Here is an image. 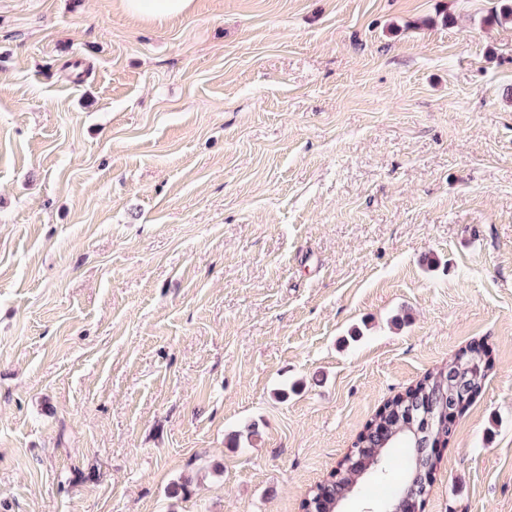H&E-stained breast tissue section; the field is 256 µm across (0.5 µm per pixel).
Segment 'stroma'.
Segmentation results:
<instances>
[{
	"label": "stroma",
	"mask_w": 512,
	"mask_h": 512,
	"mask_svg": "<svg viewBox=\"0 0 512 512\" xmlns=\"http://www.w3.org/2000/svg\"><path fill=\"white\" fill-rule=\"evenodd\" d=\"M499 8L0 0V512H302L471 347L422 512H512ZM193 0H119L127 15L145 21L161 22L191 12ZM462 362L464 364V368L466 369H480L482 367L486 368L487 365V359L486 356L482 352L477 351H466L462 354ZM491 365L486 368V370L481 369V372L476 375L475 377H467L465 378L464 375L461 376L467 385L472 387L474 390H472L470 393L464 396L462 401L457 405L456 409L452 412L448 413V429L441 428L440 430H437L435 432V437L440 441L441 439H444L448 437V431L451 432V425L455 421V419L459 416V411L462 409V407H467L472 401V399L477 395V391H480L481 388L484 386L487 372L489 371ZM475 390H477L475 392Z\"/></svg>",
	"instance_id": "obj_1"
}]
</instances>
